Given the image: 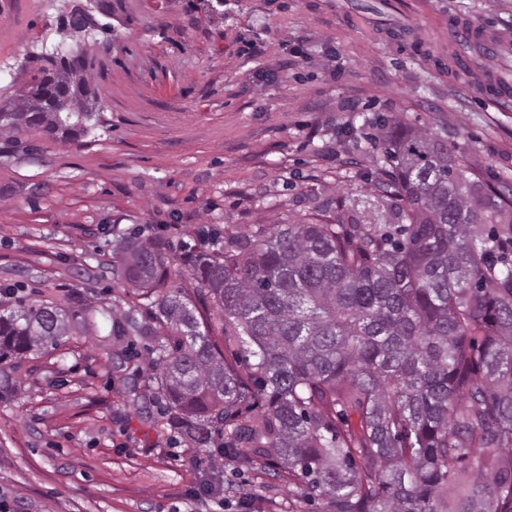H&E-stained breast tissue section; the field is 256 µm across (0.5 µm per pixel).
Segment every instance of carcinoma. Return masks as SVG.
<instances>
[{"mask_svg":"<svg viewBox=\"0 0 512 512\" xmlns=\"http://www.w3.org/2000/svg\"><path fill=\"white\" fill-rule=\"evenodd\" d=\"M48 66L0 104V132L77 141L94 129L89 62ZM378 181L352 199L366 224L321 214L227 235L190 256L195 299L160 235H118L117 279L146 290L172 335L158 359L169 424L192 448H257L323 512H512V203L431 129L374 117ZM482 224L503 225L502 237ZM85 295L0 315V362L57 348ZM216 309L222 325L201 309ZM128 315L112 334L146 333ZM253 358L243 375L222 347ZM258 414H252L253 410Z\"/></svg>","mask_w":512,"mask_h":512,"instance_id":"obj_1","label":"carcinoma"}]
</instances>
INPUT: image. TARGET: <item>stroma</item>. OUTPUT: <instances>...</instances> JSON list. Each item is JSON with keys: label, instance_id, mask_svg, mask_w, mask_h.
<instances>
[{"label": "stroma", "instance_id": "35a3bbf8", "mask_svg": "<svg viewBox=\"0 0 512 512\" xmlns=\"http://www.w3.org/2000/svg\"><path fill=\"white\" fill-rule=\"evenodd\" d=\"M85 39L62 21L71 6ZM493 41L470 74L456 37ZM90 60L101 123L79 143L0 138V283L91 309L65 346L13 360L0 395V512H322L252 450L212 457L175 442L157 412L154 335L111 322L148 301L112 274L114 235L162 234L171 256L204 230L336 216L373 180L367 120H442L454 155L512 184V0H0V102L43 48ZM361 127L357 141L345 135Z\"/></svg>", "mask_w": 512, "mask_h": 512}]
</instances>
